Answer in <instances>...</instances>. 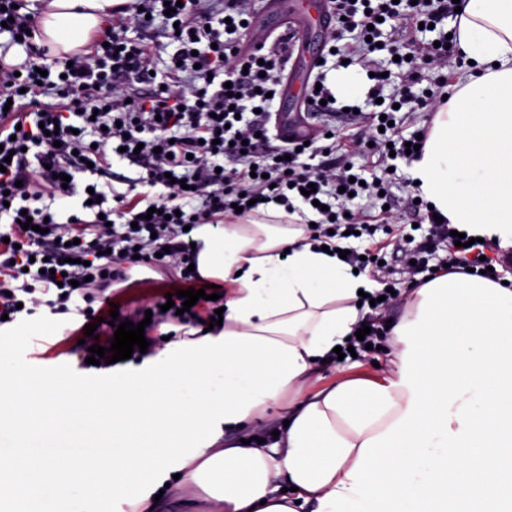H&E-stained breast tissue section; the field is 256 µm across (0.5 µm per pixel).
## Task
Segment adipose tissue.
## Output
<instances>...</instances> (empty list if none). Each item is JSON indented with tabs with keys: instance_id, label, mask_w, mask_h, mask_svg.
<instances>
[{
	"instance_id": "obj_1",
	"label": "adipose tissue",
	"mask_w": 512,
	"mask_h": 512,
	"mask_svg": "<svg viewBox=\"0 0 512 512\" xmlns=\"http://www.w3.org/2000/svg\"><path fill=\"white\" fill-rule=\"evenodd\" d=\"M120 0H46L37 44L84 49ZM457 46L473 66L435 112L408 176L444 221L512 248V0H466ZM263 220L197 226L198 271L224 285V330L295 348L306 367L188 459L160 500L200 489L214 512H448L512 501V288L443 271L413 290L392 330L391 369L322 381L365 315L367 274Z\"/></svg>"
}]
</instances>
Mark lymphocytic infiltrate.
<instances>
[{"label": "lymphocytic infiltrate", "instance_id": "obj_1", "mask_svg": "<svg viewBox=\"0 0 512 512\" xmlns=\"http://www.w3.org/2000/svg\"><path fill=\"white\" fill-rule=\"evenodd\" d=\"M165 0H135L113 8L109 24L90 53L50 56L32 38L35 15L27 0H0V36L8 46L22 45L27 58L14 66L0 50V314L17 320L33 314L48 295L51 313L91 307L86 323L109 318L113 284L128 278L127 264L160 273L176 271L178 287L203 289L207 279L190 270L198 252L188 230L192 223L219 224L236 213L249 216L250 202L279 201L287 213L313 212L311 240L330 245L345 231L367 236L387 231L391 210L370 214L362 198L391 202L392 182L382 173L406 160V138L395 126L397 109L415 114L443 105L448 80L438 77L422 96L381 98L386 83L376 77L369 90L378 106L366 115L365 142L376 166L353 165V135L332 129L308 146L273 144L267 124L280 75L286 66L282 40L243 54L247 24L256 16L253 0H182L166 14ZM337 17L331 39L339 59L368 61L377 49L390 55L408 51L403 77L419 83L423 70L446 67L448 51L417 41L420 25L455 17L453 0H331ZM162 18L172 29L176 50L165 71H157L153 49L144 38L129 37L131 24L148 26ZM136 165L142 192L113 191L115 159ZM381 175H374V168ZM405 209L417 224L428 225L422 240H394L410 264L405 288L420 287L422 273L486 269L482 257L491 241L468 247L451 245V226L435 221L420 201L413 180L404 179ZM312 196H305V188ZM33 226L23 229L22 217ZM47 233H40V225ZM448 243L444 263L434 257ZM376 245L364 247L358 270H369L380 284L381 302L363 320L370 332L353 340L354 350L385 336L382 312L389 309L394 286L379 265ZM157 295L148 310L130 314L133 323L150 319L178 326L207 327L223 300L198 299L189 311L167 308Z\"/></svg>", "mask_w": 512, "mask_h": 512}]
</instances>
